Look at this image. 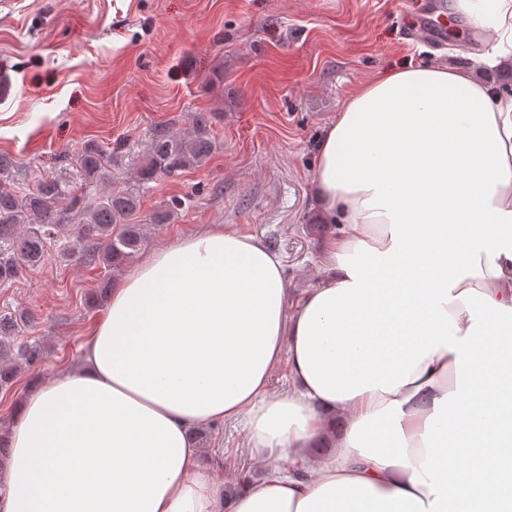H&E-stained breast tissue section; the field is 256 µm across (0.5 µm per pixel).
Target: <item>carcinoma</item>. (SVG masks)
Returning a JSON list of instances; mask_svg holds the SVG:
<instances>
[{"label": "carcinoma", "instance_id": "1", "mask_svg": "<svg viewBox=\"0 0 512 512\" xmlns=\"http://www.w3.org/2000/svg\"><path fill=\"white\" fill-rule=\"evenodd\" d=\"M216 118L214 112H195L186 132L168 125L154 128L135 185L125 189L108 188L112 152L95 142L85 144L76 158L78 178L91 188L85 194L56 176H41L23 187V163L0 154V286L12 282L20 266L40 264L50 247L64 255L76 253L107 273L123 271L147 246L149 228L170 223L182 206L172 199L138 220L140 191L160 175L177 177L205 164L217 150ZM30 323L24 314L0 315V390L11 388L21 370L44 358L40 342L17 340Z\"/></svg>", "mask_w": 512, "mask_h": 512}]
</instances>
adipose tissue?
Masks as SVG:
<instances>
[{"mask_svg":"<svg viewBox=\"0 0 512 512\" xmlns=\"http://www.w3.org/2000/svg\"><path fill=\"white\" fill-rule=\"evenodd\" d=\"M457 7L494 35L484 63L512 49V0ZM312 181L341 226L320 286L289 299L282 256L231 224L145 254L80 368L20 405L0 512H512V93L379 74ZM227 422L268 465L231 493L191 440Z\"/></svg>","mask_w":512,"mask_h":512,"instance_id":"obj_1","label":"adipose tissue"}]
</instances>
